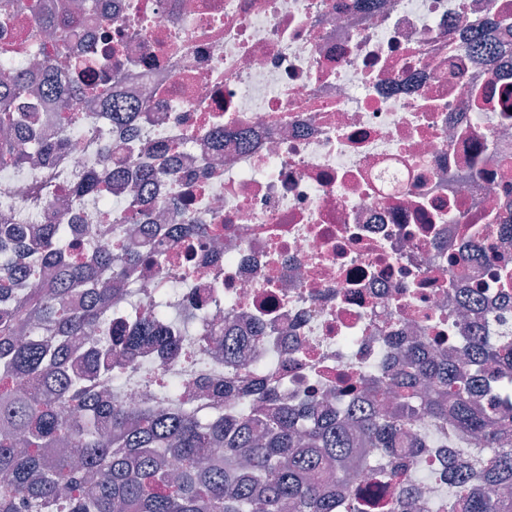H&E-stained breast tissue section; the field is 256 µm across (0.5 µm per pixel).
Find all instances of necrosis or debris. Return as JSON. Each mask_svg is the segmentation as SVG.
I'll use <instances>...</instances> for the list:
<instances>
[{
	"label": "necrosis or debris",
	"mask_w": 512,
	"mask_h": 512,
	"mask_svg": "<svg viewBox=\"0 0 512 512\" xmlns=\"http://www.w3.org/2000/svg\"><path fill=\"white\" fill-rule=\"evenodd\" d=\"M490 43L512 28V0H85L79 34L59 48L29 17L0 28V67L35 72L38 61L73 79L100 32L125 36L130 70L95 62L85 81L105 82L113 102L139 104L128 129L102 121L100 103L34 98L37 139L66 141L49 165H0V215L38 236L69 225L88 248L101 240L104 210L115 231L137 244L144 212L165 211L161 230L204 224L197 259L209 278L170 266L127 282L112 312L143 317L165 298L168 323L199 295L208 297L193 328L219 320L248 340L249 367L272 376L297 404L335 389L351 369L392 365L399 339L432 323L458 335L456 291L485 285L483 318L505 294L485 275L487 251L512 259V54L490 67L464 50L470 25ZM91 113L71 122L68 111ZM137 143L161 171L152 189L113 187L106 198H77L106 164L105 142ZM466 165L472 179L449 188ZM496 233L480 235L483 225ZM463 260L445 273L449 253ZM197 377L224 372L216 339L194 362L150 345L140 370L113 398L137 404L153 371ZM431 449L401 485L418 486L424 512L448 497L437 472L454 439L424 420Z\"/></svg>",
	"instance_id": "necrosis-or-debris-1"
}]
</instances>
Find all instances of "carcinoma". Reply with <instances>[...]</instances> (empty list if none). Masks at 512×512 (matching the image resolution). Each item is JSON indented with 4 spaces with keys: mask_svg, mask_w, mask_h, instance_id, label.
<instances>
[{
    "mask_svg": "<svg viewBox=\"0 0 512 512\" xmlns=\"http://www.w3.org/2000/svg\"><path fill=\"white\" fill-rule=\"evenodd\" d=\"M39 9L38 0H0L10 19L25 10L36 20ZM67 11L45 26L63 45L76 24ZM33 90L68 94L15 76L0 83V109ZM32 139L6 134L0 161L27 162ZM115 178L107 167L79 194L96 196ZM15 254L32 261L18 267ZM192 257L189 239L160 251L149 239L132 249L116 238L93 251L72 241L66 224H46L34 240L24 226L0 223V512H362L351 473L386 479L408 469L429 447L417 432L422 416L471 448L448 458L445 512H512L502 497L512 488V379L485 400L488 367L512 369V338L479 328L464 329V371L426 340L404 342V362L384 371L398 394L393 412L378 377L346 385L354 399L343 415L311 396L292 405L267 378L241 383L237 338L225 344L228 377L215 382L241 397L231 410L207 416L179 403L157 410L148 396L136 408L112 401L105 383L121 380L144 346L193 361L212 340L207 330L172 335L158 309L134 326L112 323L104 348L85 344L125 282L163 261L202 273ZM511 271L501 255L487 256L491 278L506 282ZM358 439L382 449L384 462L362 456Z\"/></svg>",
    "mask_w": 512,
    "mask_h": 512,
    "instance_id": "carcinoma-1",
    "label": "carcinoma"
}]
</instances>
